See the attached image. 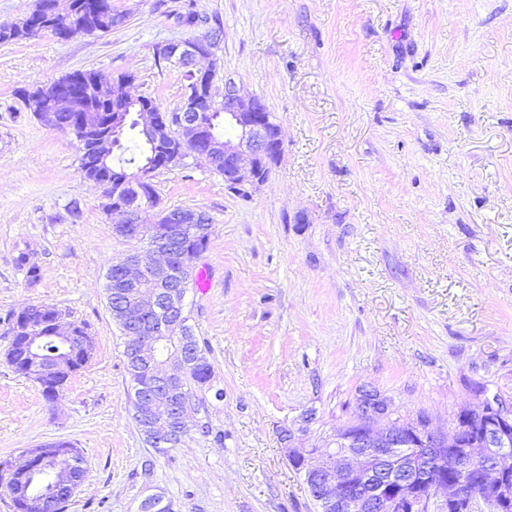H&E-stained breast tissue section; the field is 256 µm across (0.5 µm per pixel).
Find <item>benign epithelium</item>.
Instances as JSON below:
<instances>
[{"mask_svg":"<svg viewBox=\"0 0 512 512\" xmlns=\"http://www.w3.org/2000/svg\"><path fill=\"white\" fill-rule=\"evenodd\" d=\"M216 43L173 41L159 45L166 59L187 60L190 85L196 90L195 104H178V122L163 118L147 96L130 92L133 78L119 90L123 104L138 112V122L152 143L162 149L159 166L141 170L125 181L129 188L152 194L154 221L146 224L141 214L111 194L112 181L99 184L107 200L105 209L118 217L113 235L129 241L147 242L152 259L146 261L131 252L115 266L112 281L116 294L124 297L121 319L132 326L127 346L136 367L156 374L157 386L139 396L140 420L152 444L160 449L174 444L175 435L190 429L189 411L194 397L183 386V372L190 365L188 347L182 340L171 347L167 359L159 360L163 349L162 328L155 318L163 314L167 329L191 334L185 297L189 281L172 274L171 267L181 251L184 231L196 225L198 235L210 234L211 218L194 208L170 210L161 205L154 179L188 158L214 167L224 165V185L240 194L252 193L267 182L273 152L282 149V129L276 117L255 95L241 93L235 80L218 77L212 61ZM223 81L222 97H217V80ZM71 92L52 90V111L43 98L32 95L26 105L45 123L55 113L73 106ZM224 106V117L235 124L236 135L221 140L212 135L202 113ZM92 135L90 156L97 164L112 156L115 145L110 135ZM354 422L338 428L333 435L304 448L293 445V431L281 430L287 459L298 463L309 492H317L318 512H502L512 503V397L490 390L479 393L475 407H462L455 416L473 427L478 439L464 438L455 428L440 430L430 421L421 422L399 414L392 401L376 389L361 391L355 406ZM457 476L448 478V470Z\"/></svg>","mask_w":512,"mask_h":512,"instance_id":"1","label":"benign epithelium"}]
</instances>
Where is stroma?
<instances>
[{"mask_svg": "<svg viewBox=\"0 0 512 512\" xmlns=\"http://www.w3.org/2000/svg\"><path fill=\"white\" fill-rule=\"evenodd\" d=\"M219 16L221 70L282 128L267 184L243 200L192 165L157 175L161 204L212 219L187 309L209 347V434L159 452L127 397L106 301L113 235L73 136L41 124L20 88L76 71L131 74L175 107L185 81L154 48L193 38L160 0H112L125 23L61 42L0 44V352L5 318L49 304L84 322L95 354L47 401L0 361V464L51 440L83 453L67 512H316L279 438L351 423L361 389L447 429L474 384L512 396V0H196ZM82 213L72 223L71 207ZM28 252L41 280L15 264Z\"/></svg>", "mask_w": 512, "mask_h": 512, "instance_id": "obj_1", "label": "stroma"}]
</instances>
